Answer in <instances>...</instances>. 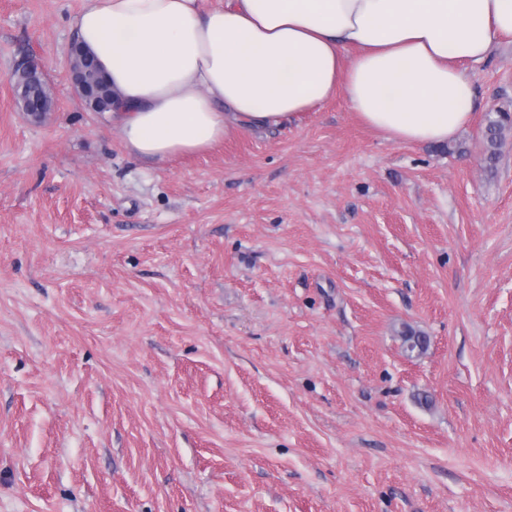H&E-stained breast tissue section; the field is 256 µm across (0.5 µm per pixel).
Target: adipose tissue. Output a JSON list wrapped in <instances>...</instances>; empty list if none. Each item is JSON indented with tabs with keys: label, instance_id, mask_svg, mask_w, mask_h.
<instances>
[{
	"label": "adipose tissue",
	"instance_id": "ef3b65f1",
	"mask_svg": "<svg viewBox=\"0 0 512 512\" xmlns=\"http://www.w3.org/2000/svg\"><path fill=\"white\" fill-rule=\"evenodd\" d=\"M75 29L142 160L205 151L339 93L389 141L445 144L474 117L466 63L512 37V0H84Z\"/></svg>",
	"mask_w": 512,
	"mask_h": 512
}]
</instances>
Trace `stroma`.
Instances as JSON below:
<instances>
[{"label": "stroma", "mask_w": 512, "mask_h": 512, "mask_svg": "<svg viewBox=\"0 0 512 512\" xmlns=\"http://www.w3.org/2000/svg\"><path fill=\"white\" fill-rule=\"evenodd\" d=\"M82 6L0 0V512H512V40L448 143L339 95L147 162L70 81ZM16 70L25 77L21 83H12L14 97L20 111L26 112L33 119H38L43 112L52 110L54 102L51 94L43 91L47 81L38 64L34 61H25L19 64ZM509 121V112L497 111L494 118H489L484 131L483 138L486 144V163L489 168H493L500 156V147L502 145V133L507 127Z\"/></svg>", "instance_id": "obj_1"}]
</instances>
